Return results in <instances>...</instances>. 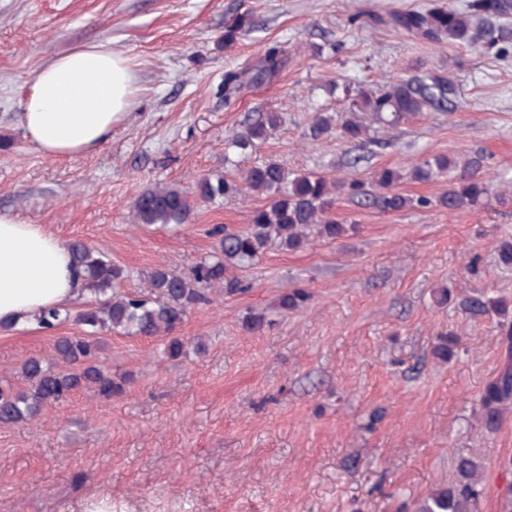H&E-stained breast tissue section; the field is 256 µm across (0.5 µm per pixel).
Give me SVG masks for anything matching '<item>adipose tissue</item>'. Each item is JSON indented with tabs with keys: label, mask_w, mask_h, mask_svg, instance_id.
<instances>
[{
	"label": "adipose tissue",
	"mask_w": 512,
	"mask_h": 512,
	"mask_svg": "<svg viewBox=\"0 0 512 512\" xmlns=\"http://www.w3.org/2000/svg\"><path fill=\"white\" fill-rule=\"evenodd\" d=\"M125 58L88 44L50 60L28 82L23 124L47 158L85 153L103 143L135 98ZM80 295L68 246L43 226L0 212V323L21 328Z\"/></svg>",
	"instance_id": "1"
}]
</instances>
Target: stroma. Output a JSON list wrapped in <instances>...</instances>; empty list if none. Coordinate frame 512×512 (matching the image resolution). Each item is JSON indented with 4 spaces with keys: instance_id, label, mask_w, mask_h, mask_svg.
<instances>
[{
    "instance_id": "stroma-1",
    "label": "stroma",
    "mask_w": 512,
    "mask_h": 512,
    "mask_svg": "<svg viewBox=\"0 0 512 512\" xmlns=\"http://www.w3.org/2000/svg\"><path fill=\"white\" fill-rule=\"evenodd\" d=\"M429 0H0V211L79 239L125 266L124 292L142 272L190 270L215 246V226L242 228L264 197L210 204L193 198L178 229L132 221L156 184L194 190L224 171V140L259 112L281 127L258 149L295 172L370 178L423 155L482 160L492 193L483 206L382 212L339 198L355 226L333 242L268 249L240 271L248 291L190 311L175 334L202 354L165 357L164 337L107 332L103 359L130 372L125 394L88 391L26 423L0 425V512H394L454 476L457 454L484 464L474 512H501L512 471V414L495 429L479 418L485 384L512 363L496 315L471 316L463 298L512 302V267L496 248L512 240V15L485 43L425 44L387 25L390 11ZM252 15L232 47L224 25ZM109 44L136 76L125 119L88 153L51 160L26 134L21 98L33 73L89 43ZM291 60L275 79L224 98V73L258 65L266 45ZM433 71L455 105L422 113L363 147L308 139L315 113L345 112L340 84ZM294 287L303 310L272 306ZM447 303H439L440 289ZM272 323L248 332V313ZM32 324L0 331V379L24 386L22 362L51 359L57 337ZM458 345L434 357L442 332Z\"/></svg>"
}]
</instances>
